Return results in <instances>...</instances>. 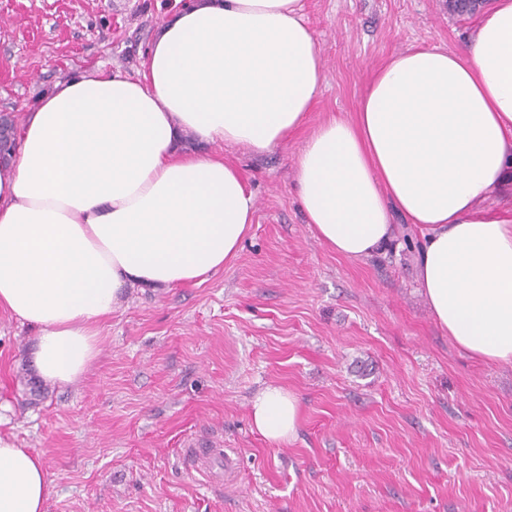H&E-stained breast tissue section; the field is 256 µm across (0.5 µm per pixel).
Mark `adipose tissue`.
I'll return each mask as SVG.
<instances>
[{
	"mask_svg": "<svg viewBox=\"0 0 512 512\" xmlns=\"http://www.w3.org/2000/svg\"><path fill=\"white\" fill-rule=\"evenodd\" d=\"M324 82L301 0H188L162 21L137 77L94 70L56 81L29 112L0 173V311L36 332L43 383L80 379L101 323L133 288L200 284L232 262L255 199L199 144L264 153L304 123ZM512 166V0H494L458 49L412 45L379 66L355 120L331 119L294 160L314 236L360 259L422 234L417 283L468 354L512 364V212L486 206ZM285 443L297 397L251 404ZM52 486L31 448L0 438V512H46Z\"/></svg>",
	"mask_w": 512,
	"mask_h": 512,
	"instance_id": "obj_1",
	"label": "adipose tissue"
}]
</instances>
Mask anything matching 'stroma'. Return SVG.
Here are the masks:
<instances>
[{
	"label": "stroma",
	"mask_w": 512,
	"mask_h": 512,
	"mask_svg": "<svg viewBox=\"0 0 512 512\" xmlns=\"http://www.w3.org/2000/svg\"><path fill=\"white\" fill-rule=\"evenodd\" d=\"M322 92L283 144L217 143L256 199L236 259L202 284L135 290L65 387L36 381L33 332L0 314V437L39 452L46 512H512V365L461 351L416 270L421 236L350 260L321 244L293 161L326 120L354 119L373 70L411 44L456 48L479 11L451 0H303ZM176 0H0V113L24 118L61 78L137 76ZM299 399L296 436L263 438L264 388ZM211 453L201 464L188 443Z\"/></svg>",
	"instance_id": "stroma-1"
}]
</instances>
